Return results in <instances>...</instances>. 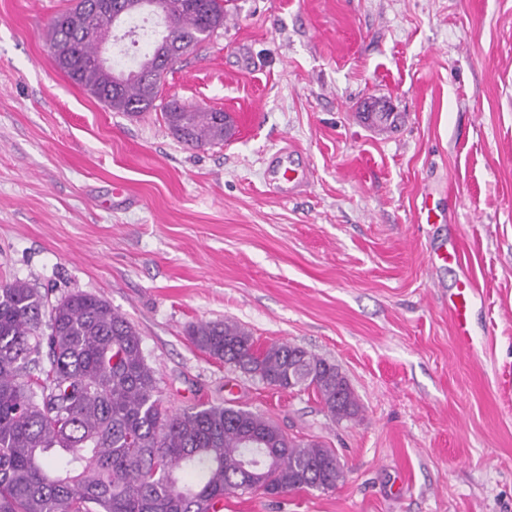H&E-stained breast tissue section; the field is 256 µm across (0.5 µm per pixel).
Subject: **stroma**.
Instances as JSON below:
<instances>
[{
	"instance_id": "35a3bbf8",
	"label": "stroma",
	"mask_w": 512,
	"mask_h": 512,
	"mask_svg": "<svg viewBox=\"0 0 512 512\" xmlns=\"http://www.w3.org/2000/svg\"><path fill=\"white\" fill-rule=\"evenodd\" d=\"M72 4L0 0V283L106 300L166 408L250 410L345 468L223 512H512V0H228L160 90L230 116L201 150L57 68L43 32ZM374 99L388 130L360 117ZM282 147L308 169L286 200L265 174ZM224 320L335 363L358 418L209 358L189 332ZM458 292L450 297L448 302V310L454 321L457 336L461 341L468 342V329H467V311L472 302V299L480 295L472 288H458Z\"/></svg>"
}]
</instances>
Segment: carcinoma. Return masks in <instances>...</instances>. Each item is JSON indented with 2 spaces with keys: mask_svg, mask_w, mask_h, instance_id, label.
I'll list each match as a JSON object with an SVG mask.
<instances>
[{
  "mask_svg": "<svg viewBox=\"0 0 512 512\" xmlns=\"http://www.w3.org/2000/svg\"><path fill=\"white\" fill-rule=\"evenodd\" d=\"M114 0H84L45 33L56 66L114 112L156 108L162 79L147 70L118 81L96 63ZM227 0H157L172 51L224 27ZM173 133L202 149L233 135L220 111L162 105ZM195 346L279 389H313L336 421L358 417L345 376L286 344L254 351L251 334L226 320L191 329ZM341 462L317 442L298 443L241 407L172 412L135 327L97 296L51 300L29 282L0 284V512H211L227 492L329 490Z\"/></svg>",
  "mask_w": 512,
  "mask_h": 512,
  "instance_id": "carcinoma-1",
  "label": "carcinoma"
}]
</instances>
